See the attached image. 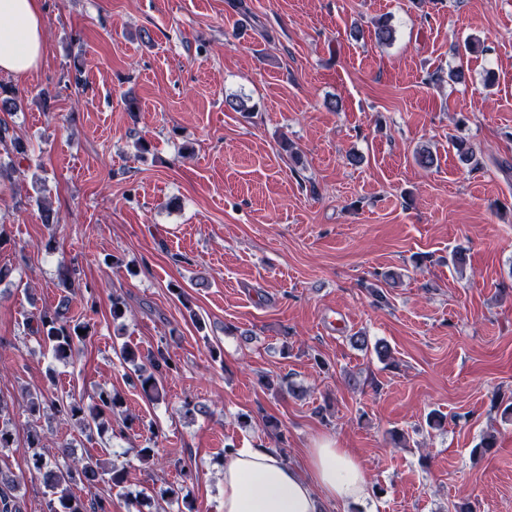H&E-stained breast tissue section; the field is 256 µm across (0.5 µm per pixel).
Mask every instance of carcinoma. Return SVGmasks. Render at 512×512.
Listing matches in <instances>:
<instances>
[{
    "mask_svg": "<svg viewBox=\"0 0 512 512\" xmlns=\"http://www.w3.org/2000/svg\"><path fill=\"white\" fill-rule=\"evenodd\" d=\"M374 36L379 44H388L394 40L395 29L383 18L376 22ZM225 105L234 112H252L255 105L251 98L233 94L225 98ZM453 148L458 152L459 159L466 165L478 167L479 162L472 147L460 138L451 139ZM0 150L7 155L9 162L0 161V174L12 167L16 160H24L30 152L29 144L9 134V127L0 123ZM36 333L44 337L53 356L67 362L72 358L76 346L85 340L78 330L88 331L84 322H75L68 317V305L61 303L54 311H45L36 317ZM122 359L134 366L137 381L143 394L150 400L160 398V378L165 373L177 370V364L166 356L163 350L148 358V363H139L140 356L132 347L125 345L121 348ZM49 404L54 413L63 418L76 422L82 432L89 435L103 426L105 415L114 412L122 406L121 396L105 387H100L92 396V404L85 405L83 400L72 396H53L42 393L30 395L28 405L33 414L40 412L43 404ZM29 445L33 448L32 470L43 477L45 484V512H110L109 498L95 492L99 483L114 489L122 486L125 481L124 471L115 467H106L105 462L98 456L87 454L78 460L73 459L74 446L70 442H61L56 452L45 454L40 451L43 447L42 437L37 431L28 436ZM82 485L90 492L81 498L73 492L74 487ZM15 489L14 480L6 477L0 471V512H20L16 497L12 494Z\"/></svg>",
    "mask_w": 512,
    "mask_h": 512,
    "instance_id": "obj_1",
    "label": "carcinoma"
}]
</instances>
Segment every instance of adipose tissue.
Here are the masks:
<instances>
[{
    "instance_id": "1",
    "label": "adipose tissue",
    "mask_w": 512,
    "mask_h": 512,
    "mask_svg": "<svg viewBox=\"0 0 512 512\" xmlns=\"http://www.w3.org/2000/svg\"><path fill=\"white\" fill-rule=\"evenodd\" d=\"M41 0H0V72L22 78L44 54ZM223 512H324L329 503L364 506L371 495L360 460L324 442L305 467L267 448H237L224 460Z\"/></svg>"
}]
</instances>
